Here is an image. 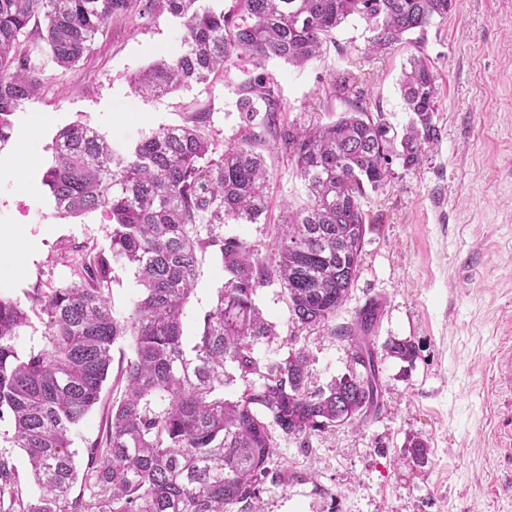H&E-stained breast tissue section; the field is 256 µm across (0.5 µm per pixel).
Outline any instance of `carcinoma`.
<instances>
[{
	"label": "carcinoma",
	"mask_w": 512,
	"mask_h": 512,
	"mask_svg": "<svg viewBox=\"0 0 512 512\" xmlns=\"http://www.w3.org/2000/svg\"><path fill=\"white\" fill-rule=\"evenodd\" d=\"M452 0H0V141L11 116L40 90L45 69L29 27L43 29L50 60L79 63L112 19L167 16L183 29L180 49L133 79L145 98L222 75L242 59L251 64L240 83L242 136L221 146L209 133L211 113L191 112L119 147L98 130L73 124L53 137L43 184L61 216L105 208L112 217L109 250L83 255L82 277L50 294L25 300L0 295V444L23 450L39 496H24L19 473L0 453V512H260L276 435L308 439L336 424L343 412L359 422L380 410L381 389L370 347L381 303L371 298L347 324L330 326L348 300L366 231L365 187L395 178L393 164L419 167L439 140L437 73L422 56L404 67L400 90L408 123L398 132L372 113L353 78L340 74L336 93L346 109L300 135L285 149L306 188V202L283 201L274 247L264 253L222 228L263 224L269 173L257 148L277 135L281 101L267 64L303 67L334 42L350 18L365 24L366 52L389 53L405 36L423 34L448 18ZM212 253L227 278L203 315L192 345L183 340L184 311L199 276V255ZM134 271L139 300L126 317L111 304L114 265ZM280 282L297 330L330 329L351 341L362 367L325 387L312 384L302 349L265 363L255 346L276 335L255 305L258 288ZM39 312L43 344L18 354L14 340ZM125 336L133 354L121 362L125 382L107 409L105 440L88 451L78 474L70 432L100 401L112 347ZM390 354L410 362L415 346L391 340ZM245 383L224 398L234 377ZM410 462L427 463L428 446L407 440ZM95 499L73 495L77 480Z\"/></svg>",
	"instance_id": "cac0c4a2"
}]
</instances>
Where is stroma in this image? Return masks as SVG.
Returning <instances> with one entry per match:
<instances>
[{"label":"stroma","instance_id":"1","mask_svg":"<svg viewBox=\"0 0 512 512\" xmlns=\"http://www.w3.org/2000/svg\"><path fill=\"white\" fill-rule=\"evenodd\" d=\"M334 38L305 68L269 63L280 87L282 131L299 133L342 112L334 89L345 71L356 73L385 120L402 128L408 115L399 80L414 47L367 55L368 33L356 19ZM31 41L46 80L38 97L12 116L10 137L0 143V226L16 234L0 243V260L21 268L0 280V294L13 298L79 280V251L109 247L112 219L105 211L61 218L50 205L42 175L58 130L83 124L125 145L203 109L212 114L216 141L228 146L240 139L242 65L156 100L134 94L132 75L181 42L180 26L167 17L114 19L87 58L68 70L47 63L39 36ZM423 48L438 72L434 121L441 137L421 166L396 168L390 183L366 191L362 260L337 316L350 322L367 299L381 301L372 343L385 406L303 444L279 439L271 466L293 479L267 485L263 512H512V390L497 382L500 356L512 348V0H454L447 19L427 28ZM23 142L35 164L22 180L5 160ZM260 152L273 203L302 205L305 192L280 139L269 138ZM200 271L183 318L188 340L224 282L212 254L203 256ZM255 303L277 331L255 347L263 362L303 348L314 384L349 373V342L321 329L294 330L279 283L258 288ZM390 340L413 342V362L392 357L384 348ZM131 353L128 337L112 349L101 401L72 432L77 465L101 438L107 406L123 394L119 363ZM414 436L429 445L422 467L406 459Z\"/></svg>","mask_w":512,"mask_h":512}]
</instances>
